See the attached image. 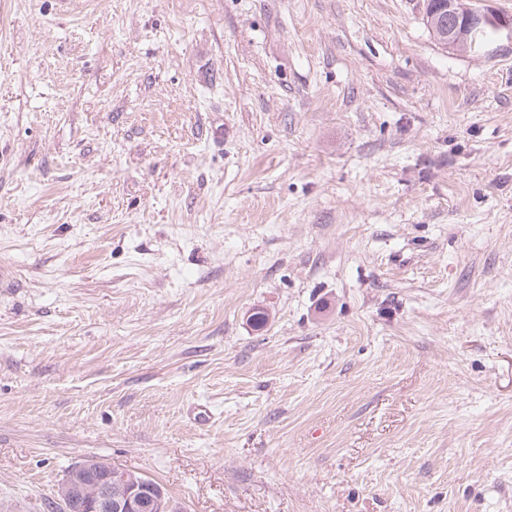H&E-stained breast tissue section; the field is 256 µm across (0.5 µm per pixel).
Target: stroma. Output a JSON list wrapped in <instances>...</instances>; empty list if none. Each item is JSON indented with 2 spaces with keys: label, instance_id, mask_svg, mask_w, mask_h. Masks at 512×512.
Instances as JSON below:
<instances>
[{
  "label": "stroma",
  "instance_id": "stroma-1",
  "mask_svg": "<svg viewBox=\"0 0 512 512\" xmlns=\"http://www.w3.org/2000/svg\"><path fill=\"white\" fill-rule=\"evenodd\" d=\"M88 457L186 512H512V35L0 0V512Z\"/></svg>",
  "mask_w": 512,
  "mask_h": 512
}]
</instances>
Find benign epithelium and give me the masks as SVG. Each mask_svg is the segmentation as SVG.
Instances as JSON below:
<instances>
[{"instance_id": "benign-epithelium-1", "label": "benign epithelium", "mask_w": 512, "mask_h": 512, "mask_svg": "<svg viewBox=\"0 0 512 512\" xmlns=\"http://www.w3.org/2000/svg\"><path fill=\"white\" fill-rule=\"evenodd\" d=\"M462 14L464 29L448 26L446 14ZM434 32L442 43L456 46L464 30L507 31L512 20L492 12L462 7V0H444L427 10ZM57 497L64 509L84 512H182L166 490L149 479L119 468L103 458H87L73 464L58 484Z\"/></svg>"}]
</instances>
